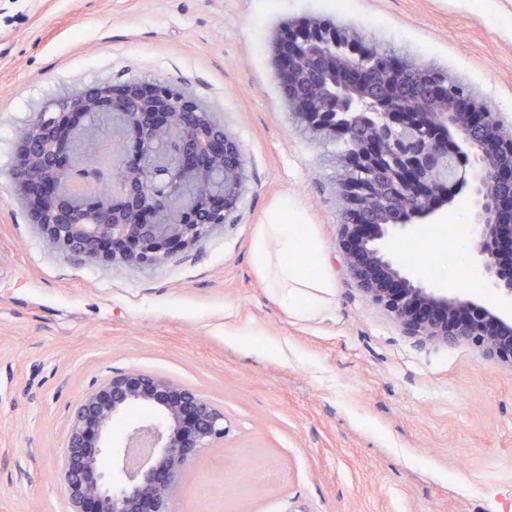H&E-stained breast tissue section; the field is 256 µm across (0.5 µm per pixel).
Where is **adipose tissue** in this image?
<instances>
[{
    "label": "adipose tissue",
    "mask_w": 512,
    "mask_h": 512,
    "mask_svg": "<svg viewBox=\"0 0 512 512\" xmlns=\"http://www.w3.org/2000/svg\"><path fill=\"white\" fill-rule=\"evenodd\" d=\"M471 240H464L451 265L428 264L421 258L409 259V266L421 276L437 280L445 287L456 289L465 285L458 273L468 264ZM321 242L313 225L307 224L296 207L276 212L268 223L260 225L253 244L255 267L278 296L286 301L293 316L310 319L321 315L335 286L329 272L321 264L305 266L298 261L300 253L319 255Z\"/></svg>",
    "instance_id": "1"
}]
</instances>
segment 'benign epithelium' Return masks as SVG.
Returning <instances> with one entry per match:
<instances>
[{
    "label": "benign epithelium",
    "instance_id": "obj_1",
    "mask_svg": "<svg viewBox=\"0 0 512 512\" xmlns=\"http://www.w3.org/2000/svg\"><path fill=\"white\" fill-rule=\"evenodd\" d=\"M337 29L319 19L289 32L288 85L310 75L314 90L295 98L298 124L340 145L336 256L357 290L418 346L465 345L512 367V319L458 291L431 288L401 266L392 244L414 235L416 219L443 218L441 203H471V263L496 296L512 301V261L501 242L512 236V126L469 93L448 95L431 83L429 111L403 99L406 67L374 60L361 41L340 52ZM336 82V96L325 87ZM122 121L124 146L110 188H74L73 166L93 170L82 144L97 140L104 115ZM179 133L180 180L162 196L145 191L162 163L154 149ZM245 167L236 141L210 110L156 84L100 83L47 108L16 140L11 196L30 207L45 243L66 255L117 270L152 266L193 247L236 204ZM150 411L112 428L129 407ZM224 440V412L167 377L131 370L105 380L77 402L57 478L71 512H175L173 492L187 464ZM100 458L110 460L104 470Z\"/></svg>",
    "mask_w": 512,
    "mask_h": 512
}]
</instances>
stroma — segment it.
<instances>
[{"label": "stroma", "mask_w": 512, "mask_h": 512, "mask_svg": "<svg viewBox=\"0 0 512 512\" xmlns=\"http://www.w3.org/2000/svg\"><path fill=\"white\" fill-rule=\"evenodd\" d=\"M313 18L447 69L512 123V0H0V512H70L54 471L73 406L135 369L224 412L176 512H512V368L417 346L334 260L338 149L296 125L271 64L276 27ZM129 80L218 112L248 180L223 228L112 271L48 247L7 171L48 102ZM286 202L336 282L311 320L253 261Z\"/></svg>", "instance_id": "stroma-1"}]
</instances>
